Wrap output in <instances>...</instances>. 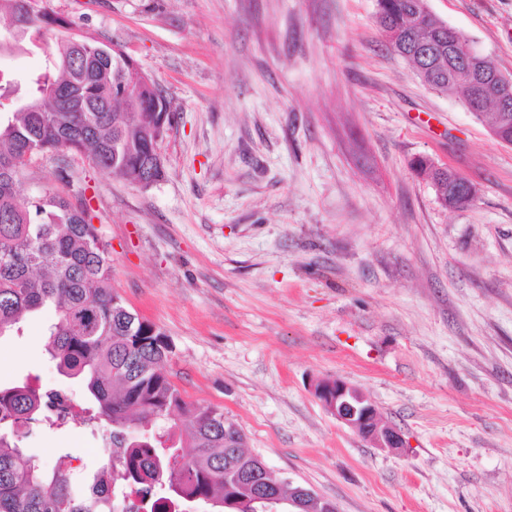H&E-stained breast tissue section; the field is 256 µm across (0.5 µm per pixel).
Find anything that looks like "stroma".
Listing matches in <instances>:
<instances>
[{"label": "stroma", "mask_w": 512, "mask_h": 512, "mask_svg": "<svg viewBox=\"0 0 512 512\" xmlns=\"http://www.w3.org/2000/svg\"><path fill=\"white\" fill-rule=\"evenodd\" d=\"M114 41L175 114L150 187L68 158L109 244L112 286L173 346L184 396L339 512H512V145L394 54L376 0H50ZM512 76V0H428ZM471 181L444 209L413 161ZM46 308L0 340V386L83 399L45 351ZM340 378L398 427L372 447L313 394ZM27 453L101 459L81 419Z\"/></svg>", "instance_id": "1"}]
</instances>
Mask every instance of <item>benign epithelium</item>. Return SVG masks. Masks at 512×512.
I'll return each mask as SVG.
<instances>
[{"instance_id": "7a95c632", "label": "benign epithelium", "mask_w": 512, "mask_h": 512, "mask_svg": "<svg viewBox=\"0 0 512 512\" xmlns=\"http://www.w3.org/2000/svg\"><path fill=\"white\" fill-rule=\"evenodd\" d=\"M472 106L477 107L489 96L498 101L499 106L507 107L512 101V77L501 73L487 88L481 81H473ZM314 396L324 409L337 421L369 442L375 448L398 452L405 447V440L399 428L382 425L378 420L375 404L359 389L340 378L318 380L313 386Z\"/></svg>"}]
</instances>
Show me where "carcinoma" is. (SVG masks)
<instances>
[{"label": "carcinoma", "mask_w": 512, "mask_h": 512, "mask_svg": "<svg viewBox=\"0 0 512 512\" xmlns=\"http://www.w3.org/2000/svg\"><path fill=\"white\" fill-rule=\"evenodd\" d=\"M3 11L11 22L0 37L13 34L18 49L26 41L43 49L47 33L66 26L47 0H0ZM376 19L424 85L469 100L459 64L465 33L436 18L427 0H377ZM118 47L62 38L37 72L0 73V338L20 335L26 315L54 307L46 352L61 375L85 383L83 411L112 446V463L86 479L76 478L68 454L48 466L19 442L31 423L57 425L47 412L56 394L28 381L0 388V512H186L192 503L209 512H261L249 479L261 461L246 452L244 432L223 410L186 401L169 379L171 342L112 288L108 244L92 224L89 200L75 205L55 187L37 197L20 190L32 159L47 153L61 156L62 184L70 183L67 153L133 183L146 179L152 126L160 113L168 123L173 113L153 88L124 84ZM38 104L45 111H32ZM472 116L512 140V105ZM415 166L444 208L473 202L456 172L423 157ZM226 429L235 435L232 448L224 447ZM266 480L282 499L295 496L273 471Z\"/></svg>", "instance_id": "1"}]
</instances>
